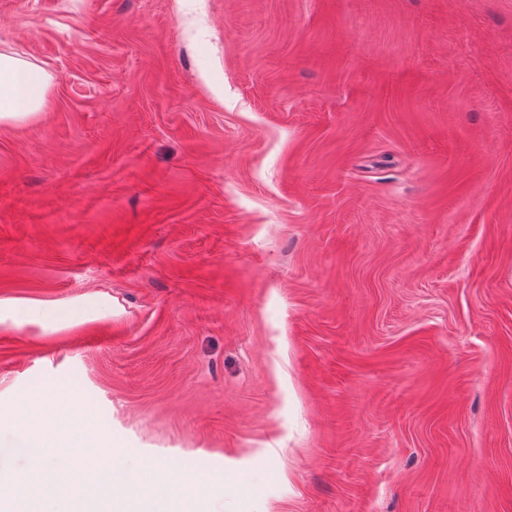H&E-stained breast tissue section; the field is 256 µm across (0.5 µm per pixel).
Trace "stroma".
Returning <instances> with one entry per match:
<instances>
[{
    "instance_id": "stroma-1",
    "label": "stroma",
    "mask_w": 512,
    "mask_h": 512,
    "mask_svg": "<svg viewBox=\"0 0 512 512\" xmlns=\"http://www.w3.org/2000/svg\"><path fill=\"white\" fill-rule=\"evenodd\" d=\"M0 405L71 382L209 512H512V0H0ZM108 298L109 317L71 303ZM50 75L31 62L0 52V126L33 119L45 102ZM0 324L34 325L42 329L48 327L59 329L65 325V320H57L50 324L45 311L39 305L0 299Z\"/></svg>"
}]
</instances>
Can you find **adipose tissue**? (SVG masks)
<instances>
[{
  "label": "adipose tissue",
  "instance_id": "1",
  "mask_svg": "<svg viewBox=\"0 0 512 512\" xmlns=\"http://www.w3.org/2000/svg\"><path fill=\"white\" fill-rule=\"evenodd\" d=\"M50 77L31 62L0 52V126L33 119L45 102Z\"/></svg>",
  "mask_w": 512,
  "mask_h": 512
}]
</instances>
